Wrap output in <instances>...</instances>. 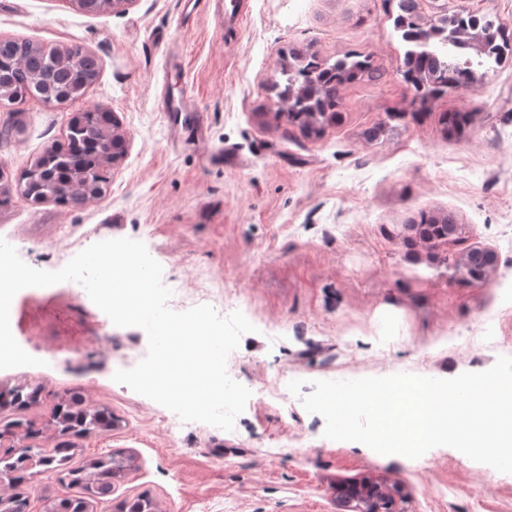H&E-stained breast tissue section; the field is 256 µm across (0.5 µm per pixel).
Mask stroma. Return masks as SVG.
I'll return each instance as SVG.
<instances>
[{
	"instance_id": "35a3bbf8",
	"label": "stroma",
	"mask_w": 512,
	"mask_h": 512,
	"mask_svg": "<svg viewBox=\"0 0 512 512\" xmlns=\"http://www.w3.org/2000/svg\"><path fill=\"white\" fill-rule=\"evenodd\" d=\"M129 0L89 13L77 0H0V38L45 48L82 44L97 81L65 105L28 97L0 106V163L19 175L63 141L70 113L111 110L126 153L108 168L105 196L71 208L34 205L12 193L0 206V238L24 246L28 265L62 268L93 243H145L165 285L194 303L203 277L224 281L256 327L227 360L250 388L233 430L198 422L169 434L167 410L116 383L125 356L147 348L138 327H118L61 285L19 291L10 326L36 366L0 370V389H39L20 415L14 447L53 456L22 482L0 474V491L31 512L80 495L70 470L107 455L132 459L92 512L150 497L156 512H337L338 487L365 478L396 488V512H512V474L440 446L412 460L324 437L325 420L300 396L256 394L263 376L281 385L398 373L455 377L512 356V64L451 91L420 111L401 74L404 45L383 0ZM461 10L512 28V0H421L425 19ZM369 56L375 77L344 85L335 119L317 133L288 121L270 86L294 54L333 62ZM182 58L181 70L164 67ZM188 90L205 141L172 129L162 92ZM466 112L459 136L444 112ZM452 214L454 240L409 246L420 211ZM74 227L70 238L61 230ZM488 248L497 264L466 281L452 259ZM108 409L107 431L67 437L54 415L71 392Z\"/></svg>"
}]
</instances>
